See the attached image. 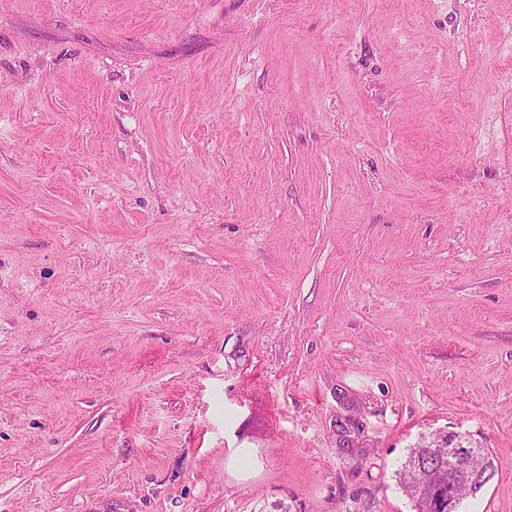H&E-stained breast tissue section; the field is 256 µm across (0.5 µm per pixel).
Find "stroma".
I'll return each instance as SVG.
<instances>
[{
  "label": "stroma",
  "instance_id": "1",
  "mask_svg": "<svg viewBox=\"0 0 512 512\" xmlns=\"http://www.w3.org/2000/svg\"><path fill=\"white\" fill-rule=\"evenodd\" d=\"M452 433L512 512V0H0V512H414Z\"/></svg>",
  "mask_w": 512,
  "mask_h": 512
}]
</instances>
